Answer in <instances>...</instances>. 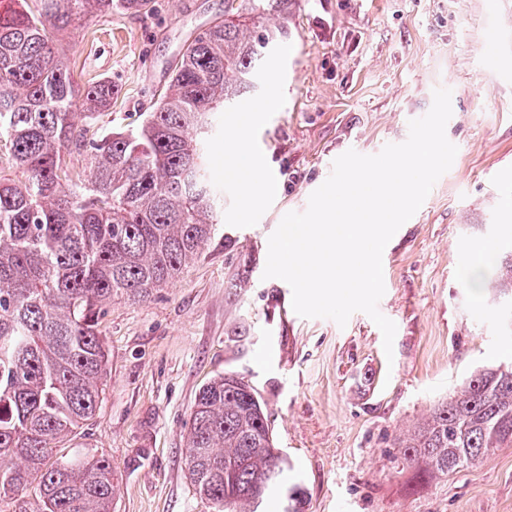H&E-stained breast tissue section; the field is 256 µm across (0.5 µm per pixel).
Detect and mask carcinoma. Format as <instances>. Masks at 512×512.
<instances>
[{
  "label": "carcinoma",
  "mask_w": 512,
  "mask_h": 512,
  "mask_svg": "<svg viewBox=\"0 0 512 512\" xmlns=\"http://www.w3.org/2000/svg\"><path fill=\"white\" fill-rule=\"evenodd\" d=\"M28 0L0 11V142L21 173L0 177V498L19 512H112L105 455L55 454L92 419L106 350L98 330L116 296L144 298L177 277L215 231L220 198L205 140L213 117L254 88L266 55L288 40L270 23L290 0H224L133 130L86 138L78 120L112 102V82L76 83L54 32L114 12L149 14L152 0ZM88 160L72 187L64 155ZM498 296L512 302V253L499 264ZM255 390L224 375L198 394L186 434L190 483L214 512L302 507L275 451ZM512 447V362L475 372L398 438L416 485Z\"/></svg>",
  "instance_id": "1"
}]
</instances>
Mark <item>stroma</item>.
I'll use <instances>...</instances> for the list:
<instances>
[{"label": "stroma", "mask_w": 512, "mask_h": 512, "mask_svg": "<svg viewBox=\"0 0 512 512\" xmlns=\"http://www.w3.org/2000/svg\"><path fill=\"white\" fill-rule=\"evenodd\" d=\"M155 6L56 35L79 84L117 89L90 137L136 127L183 49L224 15V0ZM285 23L255 88L216 120L215 234L148 299L109 305L99 408L59 453L111 460L115 512H213L190 484L186 431L199 391L228 373L258 392L306 488L304 512H512V447L417 489L395 460L400 432L477 370L512 361V309L462 275L473 242L512 252V0H292ZM439 87L452 92L446 136L458 151L384 249L388 354L365 313L343 327L297 315L291 287L263 276L268 239L307 209L330 161L404 142ZM272 94L278 107L252 121ZM241 129L268 193L247 195L224 173V144Z\"/></svg>", "instance_id": "35a3bbf8"}]
</instances>
